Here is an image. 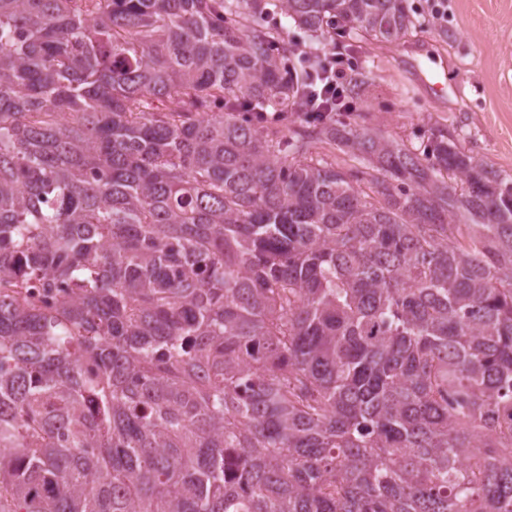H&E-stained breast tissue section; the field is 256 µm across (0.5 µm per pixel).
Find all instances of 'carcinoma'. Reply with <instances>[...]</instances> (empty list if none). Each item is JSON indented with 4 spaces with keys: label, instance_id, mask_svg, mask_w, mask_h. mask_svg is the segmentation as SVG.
Returning <instances> with one entry per match:
<instances>
[{
    "label": "carcinoma",
    "instance_id": "carcinoma-1",
    "mask_svg": "<svg viewBox=\"0 0 512 512\" xmlns=\"http://www.w3.org/2000/svg\"><path fill=\"white\" fill-rule=\"evenodd\" d=\"M246 11L0 0V512H512V180L305 111Z\"/></svg>",
    "mask_w": 512,
    "mask_h": 512
}]
</instances>
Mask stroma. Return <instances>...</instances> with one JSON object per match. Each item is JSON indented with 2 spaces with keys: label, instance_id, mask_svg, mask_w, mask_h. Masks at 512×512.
Instances as JSON below:
<instances>
[{
  "label": "stroma",
  "instance_id": "1",
  "mask_svg": "<svg viewBox=\"0 0 512 512\" xmlns=\"http://www.w3.org/2000/svg\"><path fill=\"white\" fill-rule=\"evenodd\" d=\"M443 19L434 0H409L418 24L396 43H369L288 24L290 41L310 52L347 46L345 66L368 82L347 99V122L390 139L420 145L445 126L459 147L512 179V0H445ZM445 74L434 97L418 72Z\"/></svg>",
  "mask_w": 512,
  "mask_h": 512
}]
</instances>
